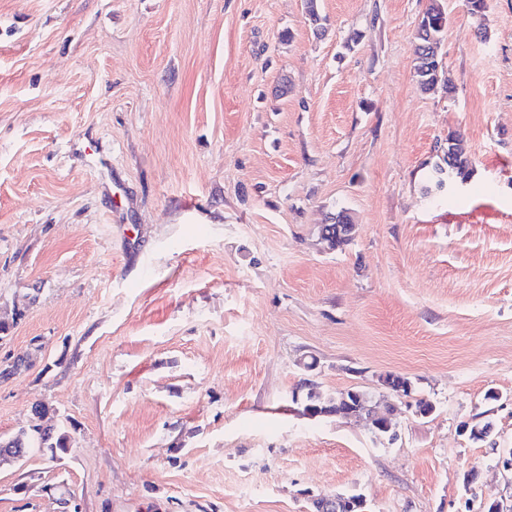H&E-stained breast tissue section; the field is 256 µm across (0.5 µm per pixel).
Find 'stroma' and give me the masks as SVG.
I'll return each instance as SVG.
<instances>
[{
	"label": "stroma",
	"mask_w": 512,
	"mask_h": 512,
	"mask_svg": "<svg viewBox=\"0 0 512 512\" xmlns=\"http://www.w3.org/2000/svg\"><path fill=\"white\" fill-rule=\"evenodd\" d=\"M429 3L318 0V31L304 0H0V368L30 356L0 438L39 403L71 437L0 465V512L512 499V0H442L447 93L416 85ZM452 133L458 193L428 180ZM389 374L392 440L291 400ZM457 139L453 136L448 137L447 164L448 169H453L457 175L469 180L471 176L470 160L464 156ZM339 218H344L346 220L345 224H342V226H344L343 230H341V234L338 235L337 234V230H336V225L337 223H341V222H337V219ZM332 220H333V223L332 224H325L323 225V229L321 228V234L323 239L325 241H327L330 245L331 248H336L342 244H344L345 242H347L350 238V234L352 232V228H353V221L351 220V217L343 210L339 211L338 213H336V215L334 217H332ZM330 228H333L334 229V235H327L326 231H330Z\"/></svg>",
	"instance_id": "1"
}]
</instances>
